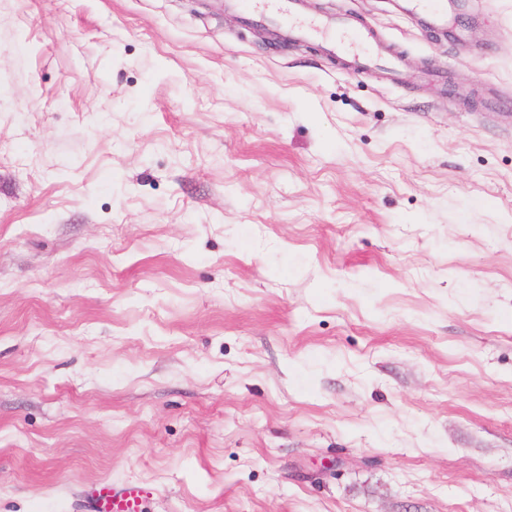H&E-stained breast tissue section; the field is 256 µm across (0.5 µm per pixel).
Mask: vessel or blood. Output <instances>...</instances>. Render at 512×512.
<instances>
[{"mask_svg":"<svg viewBox=\"0 0 512 512\" xmlns=\"http://www.w3.org/2000/svg\"><path fill=\"white\" fill-rule=\"evenodd\" d=\"M397 3L401 11L425 14L431 28L447 30L449 0H397ZM301 5L302 0H238L246 17L292 26L302 38L324 40L333 53L349 44L361 47L364 66H387L389 50L374 40L371 33L352 27L346 18L338 15L301 17ZM143 493V487L135 483L120 488L105 485L98 489L97 500L102 512H140Z\"/></svg>","mask_w":512,"mask_h":512,"instance_id":"obj_1","label":"vessel or blood"}]
</instances>
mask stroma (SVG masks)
Wrapping results in <instances>:
<instances>
[{"mask_svg":"<svg viewBox=\"0 0 512 512\" xmlns=\"http://www.w3.org/2000/svg\"><path fill=\"white\" fill-rule=\"evenodd\" d=\"M304 10L0 0V512H512V0ZM302 4V0H238V7L247 18L255 17L279 25L290 24L302 38L324 40L330 53L336 54L342 49L349 50L352 45H360L363 50L360 56L362 62L353 55L357 67H387L391 63L393 69L398 68L396 58L390 56L388 48L374 40L370 32L352 27L346 18L338 15L301 18ZM338 33H343L348 45L342 39H336ZM398 8L408 13H423L428 25L439 31L448 30L451 3L447 0H396ZM96 493L101 512H139L144 489L135 483L121 488L103 485Z\"/></svg>","mask_w":512,"mask_h":512,"instance_id":"stroma-1","label":"stroma"}]
</instances>
